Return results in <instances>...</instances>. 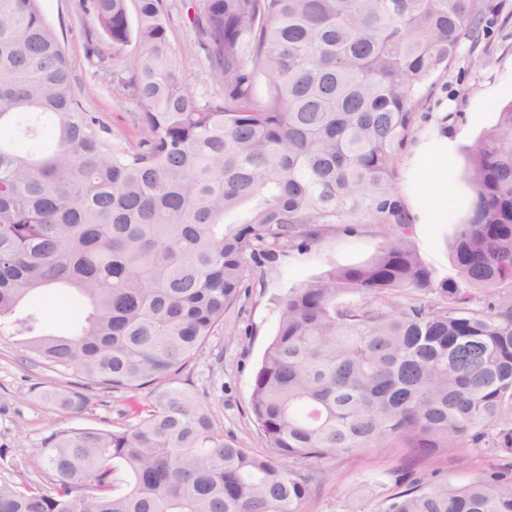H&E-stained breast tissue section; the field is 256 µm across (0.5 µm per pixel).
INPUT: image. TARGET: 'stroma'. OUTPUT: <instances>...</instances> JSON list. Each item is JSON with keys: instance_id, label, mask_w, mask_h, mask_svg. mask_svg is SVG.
I'll use <instances>...</instances> for the list:
<instances>
[{"instance_id": "stroma-1", "label": "stroma", "mask_w": 512, "mask_h": 512, "mask_svg": "<svg viewBox=\"0 0 512 512\" xmlns=\"http://www.w3.org/2000/svg\"><path fill=\"white\" fill-rule=\"evenodd\" d=\"M498 3L499 12L486 16L477 37L464 40L448 70L439 72L424 90L415 105L412 135L397 160L395 187L402 197L416 148L431 132L446 127L451 215L444 224H415L411 237L422 260L441 278L454 274L448 242L468 218L473 200L465 177L467 153L496 123L499 106L512 100V95L498 92L499 87L512 85V0ZM168 5L169 39L185 81L197 95L220 94L197 44L187 0H168ZM40 6L67 51L74 86L87 109L102 113L113 133L134 138V107L113 83L112 72L128 64L135 45L118 52L108 47L100 56L89 54L84 32L97 29L98 23L81 12L79 0H40ZM443 112L450 115L445 125L439 119ZM381 241L376 227L364 225L354 233L338 232L311 249L289 251L263 267L232 309L224 332L211 337L178 377L210 409L225 438L251 450L257 446L249 398L255 371L277 332L281 300L288 290L316 280L331 267L368 261ZM22 356L15 341H0V482H45L43 473L24 465L44 437L59 429L121 427L126 411L150 399L145 389L135 396L102 390L90 410L73 415L44 401L41 391L47 382L61 392L77 389L79 377L50 374L25 363ZM498 464V457L482 448H451L431 458L416 457L407 448H364L328 463V479L307 500L303 512H383L397 490L396 479L405 473L462 482Z\"/></svg>"}]
</instances>
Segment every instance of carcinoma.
<instances>
[{"label": "carcinoma", "mask_w": 512, "mask_h": 512, "mask_svg": "<svg viewBox=\"0 0 512 512\" xmlns=\"http://www.w3.org/2000/svg\"><path fill=\"white\" fill-rule=\"evenodd\" d=\"M81 0L120 50L130 145L89 111L39 0H0V339L72 372L42 391L80 415L92 390L151 403L116 430L47 435L45 484L0 482V512H302L320 463L386 445L485 448L491 472L421 477L383 512H512V101L470 149L469 218L439 279L394 191L414 101L482 19L479 0H191L216 96L185 83L167 0ZM344 224L385 227L363 264L281 300L249 409L260 453L224 438L176 376L266 261ZM87 304L66 335L42 295ZM433 298H428V295Z\"/></svg>", "instance_id": "cac0c4a2"}]
</instances>
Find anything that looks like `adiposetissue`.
<instances>
[{"label": "adipose tissue", "mask_w": 512, "mask_h": 512, "mask_svg": "<svg viewBox=\"0 0 512 512\" xmlns=\"http://www.w3.org/2000/svg\"><path fill=\"white\" fill-rule=\"evenodd\" d=\"M448 155V139L436 134L418 150L412 169V196H427L433 202L429 214L423 215L422 223H431L439 219L440 223L448 221V169L441 161Z\"/></svg>", "instance_id": "adipose-tissue-1"}]
</instances>
